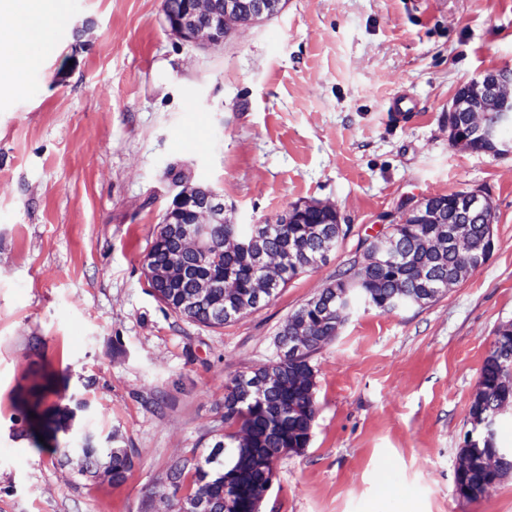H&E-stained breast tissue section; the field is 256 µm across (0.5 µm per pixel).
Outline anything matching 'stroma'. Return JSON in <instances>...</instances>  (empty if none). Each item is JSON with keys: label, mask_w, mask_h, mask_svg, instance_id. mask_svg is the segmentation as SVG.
<instances>
[{"label": "stroma", "mask_w": 512, "mask_h": 512, "mask_svg": "<svg viewBox=\"0 0 512 512\" xmlns=\"http://www.w3.org/2000/svg\"><path fill=\"white\" fill-rule=\"evenodd\" d=\"M58 53L0 86V512H162L165 464L205 450L224 386L276 355L288 317L335 281L402 200L478 189L494 246L423 306L359 310L312 357L308 448L274 465L261 512H512V474L475 501L455 462L495 329L512 323V153L452 147L448 105L512 71V0H286L202 47L161 0H67ZM414 109L389 112L395 95ZM176 168L237 224L320 202L348 232L266 305L211 328L151 293L143 261ZM54 373L97 445L135 467L115 487L38 453L16 395Z\"/></svg>", "instance_id": "1"}]
</instances>
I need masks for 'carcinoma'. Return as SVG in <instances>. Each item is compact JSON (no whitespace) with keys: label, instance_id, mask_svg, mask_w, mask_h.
I'll use <instances>...</instances> for the list:
<instances>
[{"label":"carcinoma","instance_id":"carcinoma-1","mask_svg":"<svg viewBox=\"0 0 512 512\" xmlns=\"http://www.w3.org/2000/svg\"><path fill=\"white\" fill-rule=\"evenodd\" d=\"M458 193L433 197L438 213V223L418 224L414 215H408L393 225L396 249L401 254L412 255V260L399 265H364L358 260L352 261L347 268L336 275V282L324 288L318 299L331 302V312L316 314L303 305L286 321V325L305 321L308 323L313 344L298 358L276 357L247 375L254 379L272 372L280 379L277 389L253 398L245 403L235 404L234 398L241 378L234 377L224 386V447L237 445L235 437L241 432H249L252 447L262 449L258 455L246 462L248 481L241 489H236L235 480L224 487V465L213 463L207 456H197L195 451L182 452L169 457L166 473L169 485L173 489L172 498L165 501V508L180 512L179 491L188 494L202 484L213 500L212 512H249L252 499L261 496L268 483L267 473L270 463L282 457L285 448H306L310 441V430L317 413L316 375L311 364L312 355L324 345L336 338V324L339 315L336 307V289H349L348 305L360 304L381 313L391 311L390 304L400 296H410L417 292L419 271L416 262L426 254L423 242L434 235L436 229L450 225L466 224L467 231L474 244L481 243L486 224L481 216L465 214L457 202ZM297 223L287 222L288 213H283L273 224H226L224 238L242 241L247 248L233 251L222 249L210 234V245L206 250L188 251L183 248L181 239L168 231V225L161 224L154 235L152 244L144 257V267L164 266L178 256L183 263L214 280L224 282V287L214 289L217 300L224 301V307H230L241 296L253 292L255 282L262 277L261 269L254 262V255L279 254L285 258L280 276V284L274 293H279L289 281L306 272L316 264V258L326 250H335L341 241L336 237L324 240L312 233L313 228H324L336 224V212L316 205H291ZM299 241L306 245L307 257L288 259V240ZM485 263L481 250H475L465 259L454 253L444 252L432 264L433 277L440 291H448V285L463 282L474 270ZM191 281L180 282L173 288L157 290L152 293L160 303L174 314L207 327H218L227 320L213 318L208 306L186 309L183 302L190 292ZM495 342L484 359L480 370L483 378V394L487 407L494 408L500 399L512 400V370L507 359H512V324L502 325L495 331ZM57 392L52 378L33 387L29 394L18 398L15 407L21 421L25 424L36 449L40 452L48 449L67 457L70 448L54 443L52 448L39 441V437L48 440L61 428H67L75 421L71 409L61 410L46 404L48 394ZM274 413L281 415L279 430L270 432L267 423ZM84 466L78 471L82 477H96L99 468L112 471V485H122L134 465V455L117 433H112V445L99 447L90 444L82 448Z\"/></svg>","mask_w":512,"mask_h":512}]
</instances>
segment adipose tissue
<instances>
[{"mask_svg": "<svg viewBox=\"0 0 512 512\" xmlns=\"http://www.w3.org/2000/svg\"><path fill=\"white\" fill-rule=\"evenodd\" d=\"M65 0H0V44L10 51L0 56V83L22 90L27 68L32 62L30 48L43 53L56 50L48 18L63 15Z\"/></svg>", "mask_w": 512, "mask_h": 512, "instance_id": "1", "label": "adipose tissue"}]
</instances>
